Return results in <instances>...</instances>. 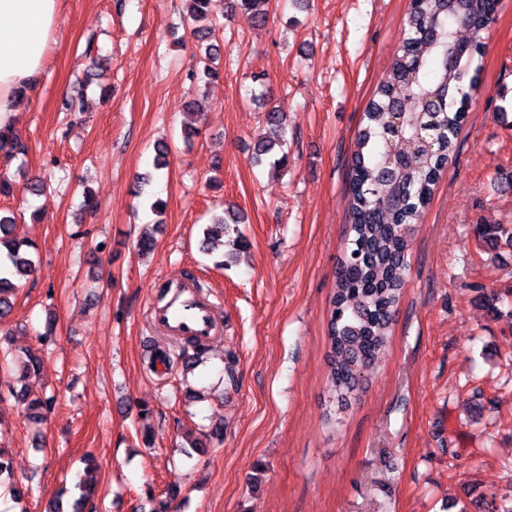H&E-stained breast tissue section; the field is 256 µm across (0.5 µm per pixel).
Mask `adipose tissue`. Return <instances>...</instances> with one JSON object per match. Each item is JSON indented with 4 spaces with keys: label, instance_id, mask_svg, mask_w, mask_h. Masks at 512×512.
<instances>
[{
    "label": "adipose tissue",
    "instance_id": "obj_1",
    "mask_svg": "<svg viewBox=\"0 0 512 512\" xmlns=\"http://www.w3.org/2000/svg\"><path fill=\"white\" fill-rule=\"evenodd\" d=\"M60 0H0V128L12 127L54 40Z\"/></svg>",
    "mask_w": 512,
    "mask_h": 512
}]
</instances>
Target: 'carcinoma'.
<instances>
[{
    "label": "carcinoma",
    "instance_id": "obj_1",
    "mask_svg": "<svg viewBox=\"0 0 512 512\" xmlns=\"http://www.w3.org/2000/svg\"><path fill=\"white\" fill-rule=\"evenodd\" d=\"M184 2L183 19L196 33L224 5V0ZM495 5L496 0H412L408 37L365 107L348 186L351 238L330 300L327 379L333 413L351 404L388 341L406 285L415 224L455 150L465 120L464 82L477 85L474 62L484 52ZM271 8V0H239V9L255 26L267 22ZM260 98L271 136L255 146L259 159L283 148L287 135L284 113L271 104L270 93ZM23 151L12 131L0 129L4 156ZM237 223L230 210L216 217L213 224L220 232H204L202 252L224 249V235L231 233L232 245L242 246V234L230 228ZM11 225V217L0 216V249H5L0 252V319L11 313L17 281L35 267V244L12 238ZM20 398L34 423L42 422L52 405L51 399H31L25 391ZM11 476V457L0 448V488L19 501L24 492Z\"/></svg>",
    "mask_w": 512,
    "mask_h": 512
}]
</instances>
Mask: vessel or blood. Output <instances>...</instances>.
<instances>
[{"instance_id":"b4317fda","label":"vessel or blood","mask_w":512,"mask_h":512,"mask_svg":"<svg viewBox=\"0 0 512 512\" xmlns=\"http://www.w3.org/2000/svg\"><path fill=\"white\" fill-rule=\"evenodd\" d=\"M151 323L172 338L195 336L206 340L215 336L214 304L186 281H176L165 306L150 312Z\"/></svg>"}]
</instances>
